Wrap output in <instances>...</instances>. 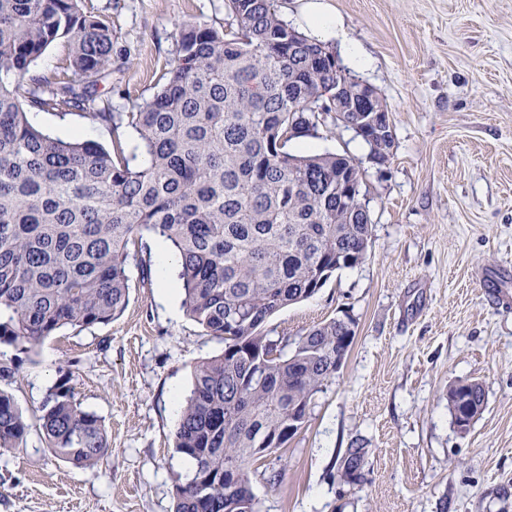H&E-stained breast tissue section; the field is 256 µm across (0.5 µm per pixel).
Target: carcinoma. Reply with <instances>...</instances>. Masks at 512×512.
<instances>
[{"instance_id": "carcinoma-1", "label": "carcinoma", "mask_w": 512, "mask_h": 512, "mask_svg": "<svg viewBox=\"0 0 512 512\" xmlns=\"http://www.w3.org/2000/svg\"><path fill=\"white\" fill-rule=\"evenodd\" d=\"M85 0H0V345L29 352L65 327L109 323L129 303L131 248L157 242L176 259L185 314L224 350L198 362L174 432L193 462L175 485L174 512H260L251 466L305 426L315 395L347 355L355 331L333 318L293 341L264 333L280 309L310 298L334 272L362 263L371 220L354 202L363 171L334 153L296 155L288 142L319 129L312 108L349 111L359 84L336 98V65L324 43L292 28L274 0H224L235 26L178 28L169 78L130 112L99 104L112 75V27ZM66 70L33 74L55 41ZM72 110L112 135V149L34 126L25 107ZM352 194L336 196V178ZM476 380L448 389L466 435L483 413ZM47 450L74 467L108 452L106 427L71 388L41 406ZM29 425L0 391V450L18 451ZM329 478L364 482L360 441Z\"/></svg>"}]
</instances>
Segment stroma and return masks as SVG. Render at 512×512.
I'll use <instances>...</instances> for the list:
<instances>
[{"label":"stroma","mask_w":512,"mask_h":512,"mask_svg":"<svg viewBox=\"0 0 512 512\" xmlns=\"http://www.w3.org/2000/svg\"><path fill=\"white\" fill-rule=\"evenodd\" d=\"M368 64L350 74L386 102L395 144L385 165L353 131L326 124L288 144L295 154L350 157L365 174L372 235L365 261L337 270L311 298L268 319L272 338L352 319L341 369L315 396L306 426L280 449L286 475L252 491L261 512H512V0H326ZM116 35L111 78L97 89L113 111L150 99L176 52L179 25L224 29V0H90ZM66 138L110 145L88 120L33 110ZM130 302L107 324L66 328L34 352L0 347L18 369L0 379L28 417L24 448L0 451V512H173L174 448L194 365L222 352L178 296L129 267ZM103 420L109 451L77 468L40 439L39 408L61 376ZM475 378L486 407L467 435L448 388ZM369 450L363 485L327 470L352 441Z\"/></svg>","instance_id":"35a3bbf8"}]
</instances>
